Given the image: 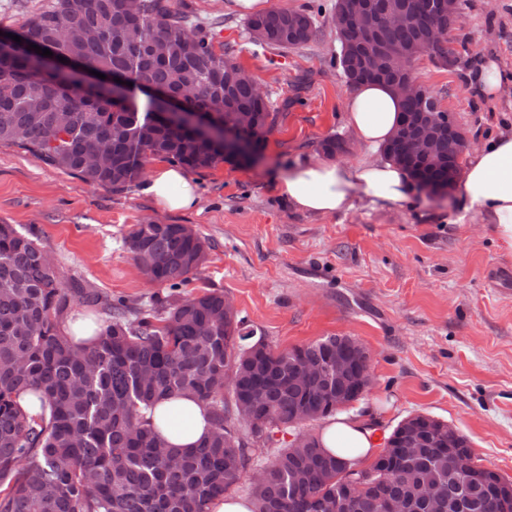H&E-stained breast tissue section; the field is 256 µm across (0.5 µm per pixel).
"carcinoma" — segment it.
Segmentation results:
<instances>
[{
	"label": "carcinoma",
	"instance_id": "obj_1",
	"mask_svg": "<svg viewBox=\"0 0 512 512\" xmlns=\"http://www.w3.org/2000/svg\"><path fill=\"white\" fill-rule=\"evenodd\" d=\"M435 0H359L377 21L387 11L411 13L410 24L381 32L385 51L414 53L431 39L428 17ZM247 28L256 41L294 49L316 36L313 18L273 9ZM0 143H16L83 181L123 189L145 161L162 157L192 170L224 156V125L261 154L266 135L285 118L273 112L257 82L208 32L169 10L166 0H48L22 31L21 42L0 29ZM336 35L340 64L352 83L393 84L404 74L386 61L369 63ZM77 57L105 75L133 83V94L112 99L102 89L78 90L71 74L51 69L30 45ZM185 94L193 107L225 111L209 117L213 136L172 121L150 91ZM400 144L384 153L419 185L444 190L459 171L448 160V133L436 137L428 160L402 158ZM125 244L140 270L171 293L146 310L122 300L107 305L108 319L88 347L66 332L71 301L98 303V295L67 286L46 261L31 231L0 223V512H209L240 479L249 449L229 437L224 384L232 387L238 417L249 432L264 426L295 429L310 391L323 384L347 391L354 374L318 377L308 367L327 363L342 337L275 351L224 308L219 291L183 298L177 293L206 261V242L186 224H137ZM30 392L41 412L17 399ZM207 408L211 431L195 450L168 446L147 417L154 405L181 394ZM448 426L417 425L381 480L353 494L346 512H380L382 498L404 501L407 512H505L503 500L452 473L445 445ZM345 459L309 434L305 448H283L254 477V512H317L344 494Z\"/></svg>",
	"mask_w": 512,
	"mask_h": 512
}]
</instances>
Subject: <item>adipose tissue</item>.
Returning a JSON list of instances; mask_svg holds the SVG:
<instances>
[{
  "instance_id": "1",
  "label": "adipose tissue",
  "mask_w": 512,
  "mask_h": 512,
  "mask_svg": "<svg viewBox=\"0 0 512 512\" xmlns=\"http://www.w3.org/2000/svg\"><path fill=\"white\" fill-rule=\"evenodd\" d=\"M402 100L380 81L353 85L346 98L345 122L354 139L375 150L388 142L400 120ZM280 197L292 209L311 215H333L353 206L354 192L371 203L389 207L408 202L415 185L408 172L393 161L340 164L315 157L274 178ZM471 212L494 227L501 243L512 249V132L488 136L473 150L455 184ZM146 191L168 211H188L199 203L197 185L180 167L160 164L152 170ZM150 418L170 445L189 450L210 432L205 406L185 395L158 402ZM321 439L332 451L353 449L362 457L376 451L372 428L344 417L331 419Z\"/></svg>"
}]
</instances>
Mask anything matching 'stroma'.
I'll list each match as a JSON object with an SVG mask.
<instances>
[{
  "label": "stroma",
  "mask_w": 512,
  "mask_h": 512,
  "mask_svg": "<svg viewBox=\"0 0 512 512\" xmlns=\"http://www.w3.org/2000/svg\"><path fill=\"white\" fill-rule=\"evenodd\" d=\"M189 24L260 83L273 111L286 118L251 164L218 160L195 172L200 197L189 212L160 208L145 180L121 191L93 186L28 150L0 143V221L33 229L65 284L109 302L149 307L167 295L139 271L125 239L134 225H190L207 259L179 293L217 290L275 349L327 336H351L371 357V384L349 418L387 438L406 418L447 422L470 443L479 465L512 480V292L492 288L512 268L490 225L465 217L454 191L417 190L411 203L380 208L356 195L350 210L328 217L286 206L271 174L321 154L334 136L339 163L370 159L347 128L350 89L339 65L336 0H269L270 8H307L317 27L308 44L281 50L255 43L246 17L224 0H167ZM456 61L413 63L419 84L452 113L470 141L512 129V89L478 99L463 80L478 60L512 68V0H465L453 34ZM288 442L274 433L253 447L233 496L250 498L252 476Z\"/></svg>",
  "instance_id": "stroma-1"
}]
</instances>
